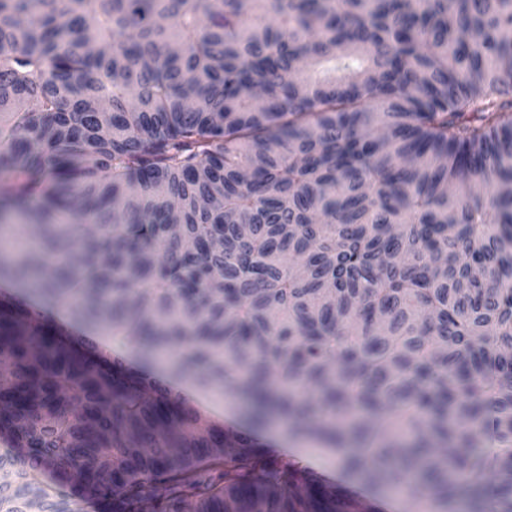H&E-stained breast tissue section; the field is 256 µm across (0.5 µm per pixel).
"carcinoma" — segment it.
<instances>
[{
  "instance_id": "cac0c4a2",
  "label": "carcinoma",
  "mask_w": 512,
  "mask_h": 512,
  "mask_svg": "<svg viewBox=\"0 0 512 512\" xmlns=\"http://www.w3.org/2000/svg\"><path fill=\"white\" fill-rule=\"evenodd\" d=\"M4 206L45 250L1 277L418 512H512V0H0ZM145 384L1 299L3 512H358Z\"/></svg>"
}]
</instances>
